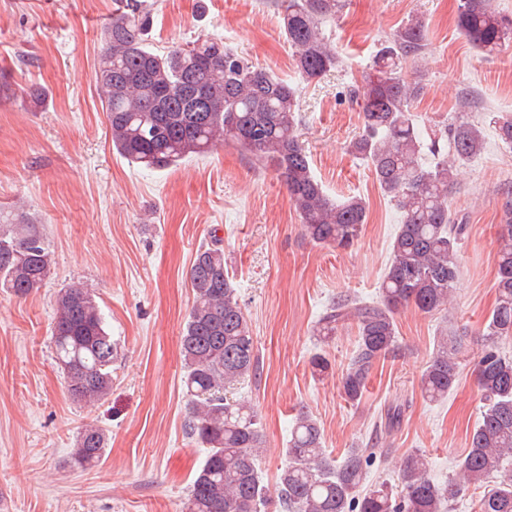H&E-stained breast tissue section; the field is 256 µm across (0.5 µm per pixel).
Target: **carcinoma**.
Wrapping results in <instances>:
<instances>
[{
  "label": "carcinoma",
  "mask_w": 512,
  "mask_h": 512,
  "mask_svg": "<svg viewBox=\"0 0 512 512\" xmlns=\"http://www.w3.org/2000/svg\"><path fill=\"white\" fill-rule=\"evenodd\" d=\"M491 4L457 0L456 30L483 53L512 44V17ZM341 8V0H284L281 30L307 82L339 67L321 24ZM150 25L151 10L144 0H120L101 35L95 84L112 149L132 166L165 171L219 144H231L274 171L310 242L353 247L366 224V205L356 196L331 199L314 175L298 136L297 86L253 66L221 40H198L157 53L148 43ZM425 48V25L412 17L380 45L369 71L352 90L363 131L349 151L370 165L381 191L398 209L400 224L379 300L340 298L316 325V335L326 339L338 327L356 324L357 348L340 381V392L350 403L361 400L374 364L394 351L395 314L408 306L424 314L442 310L458 278L463 225L451 216L448 192L457 169L483 150L484 139L474 122L454 115L441 132L445 144H425L412 113L423 87L402 73V63ZM492 124L498 140L512 146V115L495 116ZM495 228L496 304L486 327L487 344L473 369L484 406L455 474L447 484L437 483L427 457L414 452L401 459L396 486L383 482L365 491L372 453L352 448L340 464H333L322 448L319 424L302 410L277 476L281 512H445L449 501L482 487L512 458V357L497 344L512 336L511 201L503 205ZM51 267L50 246L37 227L17 214L5 218L0 224V287L25 298L46 284ZM186 278L194 299L180 336L187 398L184 432L206 454L183 512H262L269 497L257 469L263 447L258 412L250 402L228 397L235 386L257 376L259 360L224 268L220 240L197 249ZM51 340L69 397L78 404L103 400L112 389L118 349L99 305L82 284L73 282L57 292ZM462 347L455 334L438 337L420 378L428 400L448 397L458 378ZM105 445L101 429L83 427L73 463L86 467L98 462ZM477 512H512L511 472L483 491Z\"/></svg>",
  "instance_id": "cac0c4a2"
}]
</instances>
